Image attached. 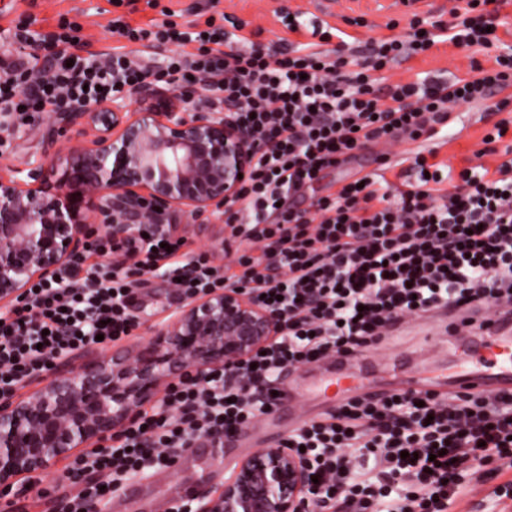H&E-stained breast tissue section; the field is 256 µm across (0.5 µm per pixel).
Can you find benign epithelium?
Masks as SVG:
<instances>
[{
	"label": "benign epithelium",
	"instance_id": "obj_1",
	"mask_svg": "<svg viewBox=\"0 0 512 512\" xmlns=\"http://www.w3.org/2000/svg\"><path fill=\"white\" fill-rule=\"evenodd\" d=\"M197 95L148 82L128 104L99 102L30 130L43 141L41 159L0 167L1 310L56 280L97 237L124 270L133 247L224 219L255 145L235 107L198 112ZM283 318L241 288L217 289L185 299L134 346L54 358L36 389L0 393V493L120 436L176 382L241 364L280 335ZM308 488L307 462L279 443L247 455L221 488L191 494L195 512H303Z\"/></svg>",
	"mask_w": 512,
	"mask_h": 512
}]
</instances>
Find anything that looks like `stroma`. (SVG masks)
Instances as JSON below:
<instances>
[{
  "label": "stroma",
  "mask_w": 512,
  "mask_h": 512,
  "mask_svg": "<svg viewBox=\"0 0 512 512\" xmlns=\"http://www.w3.org/2000/svg\"><path fill=\"white\" fill-rule=\"evenodd\" d=\"M159 9L148 8L144 0L136 5L114 4L113 0H0V27L8 28L18 23L33 21L36 30H56L60 19L81 24V35L104 49L119 45L109 23L113 18L125 17L131 24L142 26L159 19L160 8L166 7L184 15L208 18L213 11L246 22L252 30L254 43L285 49L288 31L284 16L302 12L305 20L327 22L347 35L360 40L379 39L396 33L405 34L413 14L428 13L448 19L451 10L463 7L464 0H419L414 7H406L402 0H335L330 14L319 10L320 0H220L218 7H211L210 0H158ZM364 19V26H355V19ZM473 51L459 49L446 42L436 43L427 52L410 57L394 65L391 81L414 80L425 77L466 78L471 74ZM454 121L447 130L445 143L436 145V159L452 170L483 165L496 168L503 159L504 143H497L492 154L483 153L481 143L485 122L482 107L478 104H461L453 113ZM180 303V298L166 279L155 275L134 290L129 307L139 323L133 338L140 341L149 336L153 327L163 323L168 314ZM452 342L437 336H401L374 349L361 351L364 381L394 393L407 391L415 384H434L460 367L479 365V356L463 360L452 353ZM324 360H317L288 370L275 381L283 399V410L270 417L264 427L245 425L223 448H207L203 458L188 457L180 464L178 473L164 471L160 482L141 481L140 492L158 498H171L177 488L201 483L221 487L225 476L236 464L255 448L281 439L288 431L289 418L308 422L332 412L333 407L314 393ZM63 467L42 477L38 492L14 486L15 501L21 512H53L58 499L64 495ZM498 479H485L482 473L471 474L465 493L460 496L457 512H512V500L499 502L493 491Z\"/></svg>",
  "instance_id": "obj_1"
}]
</instances>
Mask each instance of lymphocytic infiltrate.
Returning a JSON list of instances; mask_svg holds the SVG:
<instances>
[{"instance_id":"1","label":"lymphocytic infiltrate","mask_w":512,"mask_h":512,"mask_svg":"<svg viewBox=\"0 0 512 512\" xmlns=\"http://www.w3.org/2000/svg\"><path fill=\"white\" fill-rule=\"evenodd\" d=\"M504 2L467 0L446 22L414 17L408 37L378 40L347 59L330 49L329 28L297 18L289 32L307 30L312 39L285 52L249 44L242 22L180 24L168 9L145 27L113 19V33L128 44L107 51L64 19L55 33L0 28V124L25 126L40 114L118 99L151 78L203 85V111L238 105L256 161L224 211V231L245 251L224 266L205 251L179 261L184 242L171 239L142 250L136 266L182 295L240 286L286 312L282 335L252 358V376L272 380L288 367L351 354L388 324L434 308L477 303L493 312L512 303V158L447 180L420 147L464 103L489 100L500 115L483 144L512 131L502 116L512 106L503 95L512 87V48H497L493 32ZM439 42L494 51V64L475 66L464 80L387 83L391 63ZM399 142L417 146L414 181L390 182L385 161L308 208L286 206L325 169ZM136 286L135 276L81 255L62 283L35 285L22 306L1 311L0 392L21 387L56 355L131 335ZM274 401L272 390H245L222 368L176 383L120 437L74 458L65 478L77 490L59 512H103L123 482L167 466L206 433L238 431ZM285 445L302 451L316 479L312 512H453L473 466L496 476L512 468V394L355 398L290 432Z\"/></svg>"}]
</instances>
